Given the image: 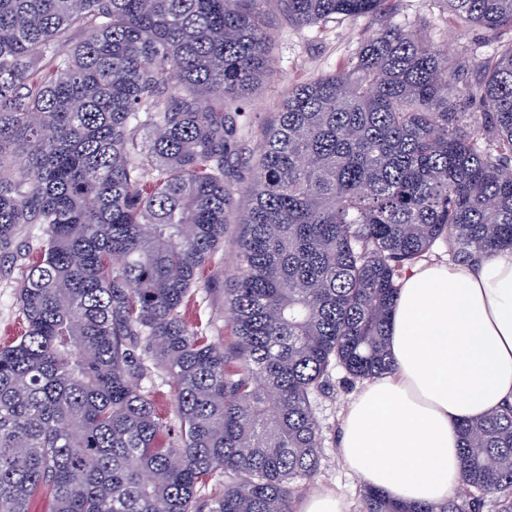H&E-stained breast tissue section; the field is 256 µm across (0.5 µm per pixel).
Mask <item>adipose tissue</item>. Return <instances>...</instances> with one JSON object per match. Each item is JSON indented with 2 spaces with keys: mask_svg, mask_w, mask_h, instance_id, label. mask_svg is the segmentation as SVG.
I'll list each match as a JSON object with an SVG mask.
<instances>
[{
  "mask_svg": "<svg viewBox=\"0 0 512 512\" xmlns=\"http://www.w3.org/2000/svg\"><path fill=\"white\" fill-rule=\"evenodd\" d=\"M395 369L347 404L339 455L397 501H446L460 479L457 425L512 402V250L477 267L406 271L389 326Z\"/></svg>",
  "mask_w": 512,
  "mask_h": 512,
  "instance_id": "obj_1",
  "label": "adipose tissue"
}]
</instances>
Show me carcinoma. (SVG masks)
I'll use <instances>...</instances> for the list:
<instances>
[{"label":"carcinoma","instance_id":"1","mask_svg":"<svg viewBox=\"0 0 512 512\" xmlns=\"http://www.w3.org/2000/svg\"><path fill=\"white\" fill-rule=\"evenodd\" d=\"M270 0H0V259L43 225L0 347V512H293L319 466L315 398L331 370L394 369L405 272L512 249V38L470 60L386 26L336 72L291 87L264 131L227 291L236 343L182 311L224 242ZM388 0H280L300 27ZM512 33V0H446ZM479 105L481 111L472 107ZM174 383L179 435L142 391ZM448 501L366 488L360 512H512V404L458 425Z\"/></svg>","mask_w":512,"mask_h":512}]
</instances>
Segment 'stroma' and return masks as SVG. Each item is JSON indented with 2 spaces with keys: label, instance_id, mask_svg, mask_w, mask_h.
<instances>
[{
  "label": "stroma",
  "instance_id": "stroma-1",
  "mask_svg": "<svg viewBox=\"0 0 512 512\" xmlns=\"http://www.w3.org/2000/svg\"><path fill=\"white\" fill-rule=\"evenodd\" d=\"M267 21L274 37L269 68L250 95L252 121L241 132L243 177H250L263 141L266 126L273 121L278 104L288 89L322 74L335 71L351 57L360 42L387 21L405 31L420 34L446 47L449 55L471 53L475 62H483L497 49L498 40L491 33L473 26L461 27L448 12L443 0H394L386 18L362 17L356 20L339 17L308 28L289 23L276 0L267 7ZM251 203L247 190L234 199V224L229 225L224 243L199 272L188 298L186 315L217 345L235 343L234 325L225 309L224 291L233 286L241 272L234 246L238 219ZM25 262L0 264V345L11 341L21 331V312L17 287ZM344 369L334 368L328 388L315 399L316 415L322 431L321 464L312 480L300 483L294 492V505L316 491L328 488L359 505L363 485L358 475L345 467L338 452V427L341 414L350 398L361 388Z\"/></svg>",
  "mask_w": 512,
  "mask_h": 512
}]
</instances>
